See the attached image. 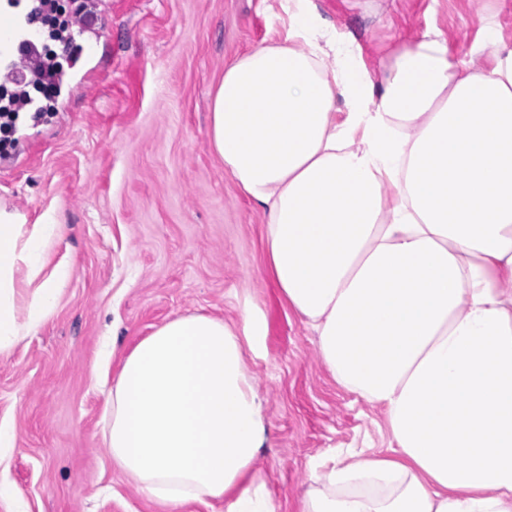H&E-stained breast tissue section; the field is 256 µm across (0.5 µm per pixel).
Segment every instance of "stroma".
I'll return each instance as SVG.
<instances>
[{
	"mask_svg": "<svg viewBox=\"0 0 512 512\" xmlns=\"http://www.w3.org/2000/svg\"><path fill=\"white\" fill-rule=\"evenodd\" d=\"M354 41L374 79L381 61L440 31L469 57L487 26L512 38V0H308ZM58 45L55 112L0 135V207L61 226L49 257L69 275L51 315L0 356V424L14 433L0 512H165L112 464L102 442L112 368L170 318L201 313L263 325L246 365L264 401L256 466L278 512H296L313 466L389 448L384 409L339 386L312 329L267 269L266 214L208 142L210 99L236 57L288 34L286 0H80Z\"/></svg>",
	"mask_w": 512,
	"mask_h": 512,
	"instance_id": "1",
	"label": "stroma"
}]
</instances>
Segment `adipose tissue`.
<instances>
[{
  "mask_svg": "<svg viewBox=\"0 0 512 512\" xmlns=\"http://www.w3.org/2000/svg\"><path fill=\"white\" fill-rule=\"evenodd\" d=\"M303 2L225 67L209 144L264 208L327 370L384 407L395 446L313 470L298 512H512V40L488 30L485 73L428 31L377 82ZM58 229L0 208L1 355L59 298ZM261 333L248 305L236 328L179 315L121 357L103 442L151 500L277 512L245 362Z\"/></svg>",
  "mask_w": 512,
  "mask_h": 512,
  "instance_id": "1",
  "label": "adipose tissue"
}]
</instances>
